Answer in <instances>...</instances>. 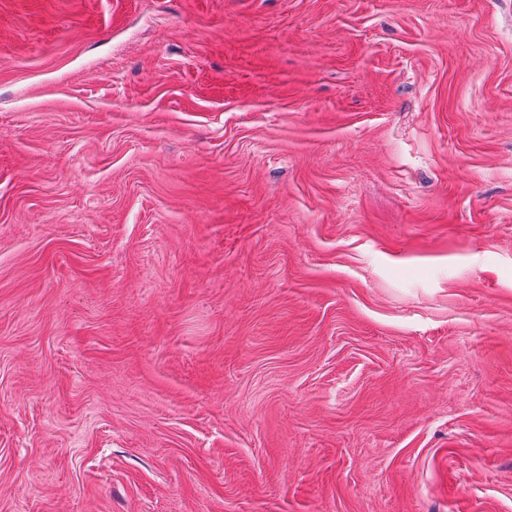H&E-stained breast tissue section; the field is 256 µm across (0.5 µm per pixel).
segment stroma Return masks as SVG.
<instances>
[{
	"instance_id": "35a3bbf8",
	"label": "stroma",
	"mask_w": 512,
	"mask_h": 512,
	"mask_svg": "<svg viewBox=\"0 0 512 512\" xmlns=\"http://www.w3.org/2000/svg\"><path fill=\"white\" fill-rule=\"evenodd\" d=\"M0 512H512V0H0Z\"/></svg>"
}]
</instances>
